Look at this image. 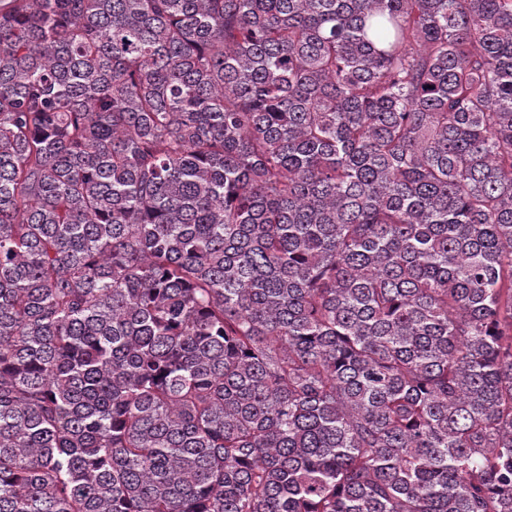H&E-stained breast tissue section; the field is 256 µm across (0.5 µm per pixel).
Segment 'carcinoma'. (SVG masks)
I'll return each mask as SVG.
<instances>
[{
	"label": "carcinoma",
	"mask_w": 512,
	"mask_h": 512,
	"mask_svg": "<svg viewBox=\"0 0 512 512\" xmlns=\"http://www.w3.org/2000/svg\"><path fill=\"white\" fill-rule=\"evenodd\" d=\"M0 512H512V0H0Z\"/></svg>",
	"instance_id": "cac0c4a2"
}]
</instances>
